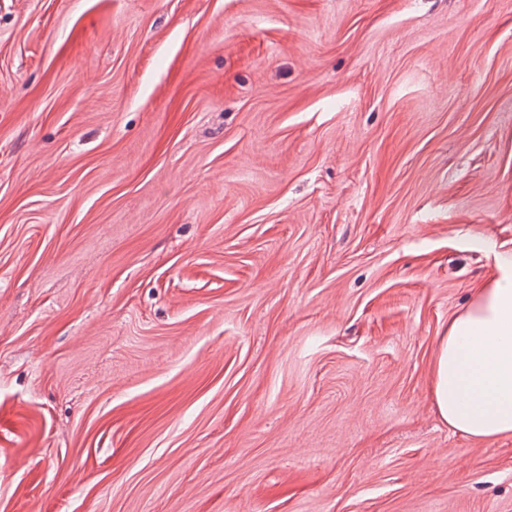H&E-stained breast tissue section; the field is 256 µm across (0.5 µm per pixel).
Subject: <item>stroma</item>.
I'll return each instance as SVG.
<instances>
[{"label": "stroma", "mask_w": 512, "mask_h": 512, "mask_svg": "<svg viewBox=\"0 0 512 512\" xmlns=\"http://www.w3.org/2000/svg\"><path fill=\"white\" fill-rule=\"evenodd\" d=\"M510 252L512 0H0V512H512ZM432 392L451 430L475 441L512 436V259L449 321L432 361Z\"/></svg>", "instance_id": "obj_1"}]
</instances>
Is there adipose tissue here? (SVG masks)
Instances as JSON below:
<instances>
[{
	"label": "adipose tissue",
	"mask_w": 512,
	"mask_h": 512,
	"mask_svg": "<svg viewBox=\"0 0 512 512\" xmlns=\"http://www.w3.org/2000/svg\"><path fill=\"white\" fill-rule=\"evenodd\" d=\"M432 392L451 430L475 441L512 436V261L449 321L432 361Z\"/></svg>",
	"instance_id": "adipose-tissue-1"
}]
</instances>
